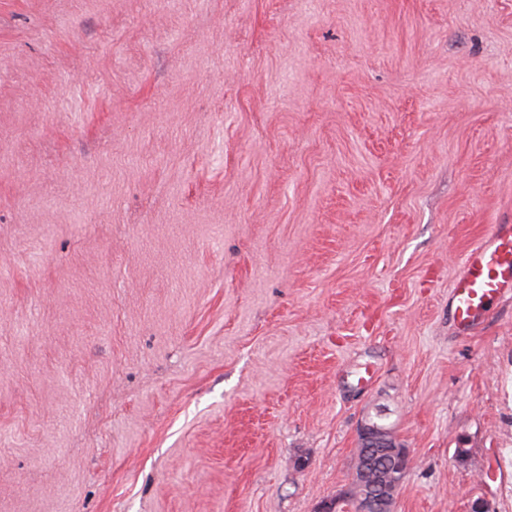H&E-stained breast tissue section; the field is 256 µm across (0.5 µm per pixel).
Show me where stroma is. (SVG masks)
<instances>
[{"label": "stroma", "mask_w": 512, "mask_h": 512, "mask_svg": "<svg viewBox=\"0 0 512 512\" xmlns=\"http://www.w3.org/2000/svg\"><path fill=\"white\" fill-rule=\"evenodd\" d=\"M512 0H0V512H512ZM512 294V224H494L491 235L466 255L451 289L450 319L461 333L482 322L491 304ZM367 424L387 429L390 446L373 448L368 451H364V449L359 450L358 448L352 477V482L355 484L353 487L354 499L349 500L345 504L347 508L344 512H357L355 511L356 500H363L364 495L369 493V490L379 491L383 487L388 488L390 477L396 472L397 462L392 453L381 448H395L394 453L402 473V478L399 482H402L406 475V469L410 467V451L408 448H397L401 444L396 441L392 428L374 420H369ZM367 424L362 425L360 430L364 442L371 439L370 429Z\"/></svg>", "instance_id": "35a3bbf8"}]
</instances>
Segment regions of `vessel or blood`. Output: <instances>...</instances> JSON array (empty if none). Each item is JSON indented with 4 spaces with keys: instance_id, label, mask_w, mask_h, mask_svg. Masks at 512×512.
Wrapping results in <instances>:
<instances>
[{
    "instance_id": "b4317fda",
    "label": "vessel or blood",
    "mask_w": 512,
    "mask_h": 512,
    "mask_svg": "<svg viewBox=\"0 0 512 512\" xmlns=\"http://www.w3.org/2000/svg\"><path fill=\"white\" fill-rule=\"evenodd\" d=\"M509 294L512 224H498L466 255L451 289L450 319L459 332H471L482 322L491 304Z\"/></svg>"
}]
</instances>
